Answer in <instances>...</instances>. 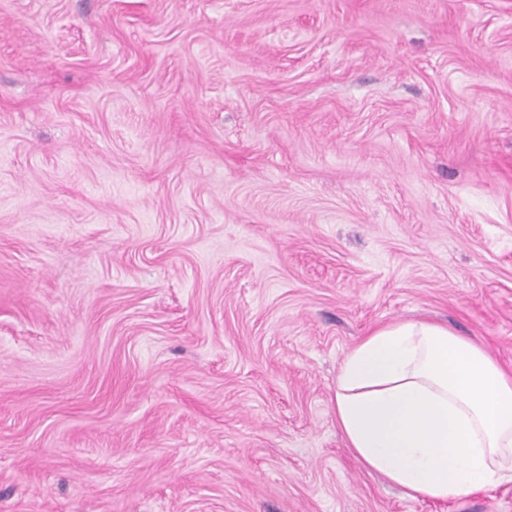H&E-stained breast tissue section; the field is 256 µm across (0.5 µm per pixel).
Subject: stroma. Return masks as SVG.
Returning a JSON list of instances; mask_svg holds the SVG:
<instances>
[{
    "label": "stroma",
    "instance_id": "obj_1",
    "mask_svg": "<svg viewBox=\"0 0 512 512\" xmlns=\"http://www.w3.org/2000/svg\"><path fill=\"white\" fill-rule=\"evenodd\" d=\"M409 321L512 372V0H0V512H512L347 448Z\"/></svg>",
    "mask_w": 512,
    "mask_h": 512
}]
</instances>
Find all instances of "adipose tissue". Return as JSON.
I'll return each mask as SVG.
<instances>
[{
	"label": "adipose tissue",
	"instance_id": "ef3b65f1",
	"mask_svg": "<svg viewBox=\"0 0 512 512\" xmlns=\"http://www.w3.org/2000/svg\"><path fill=\"white\" fill-rule=\"evenodd\" d=\"M334 409L363 465L412 497L512 480V375L448 327L374 330L341 364Z\"/></svg>",
	"mask_w": 512,
	"mask_h": 512
}]
</instances>
